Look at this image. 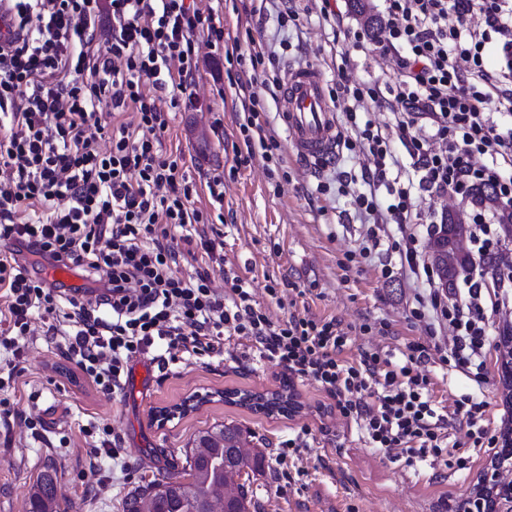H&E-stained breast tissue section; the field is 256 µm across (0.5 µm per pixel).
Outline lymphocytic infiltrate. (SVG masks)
<instances>
[{
    "mask_svg": "<svg viewBox=\"0 0 512 512\" xmlns=\"http://www.w3.org/2000/svg\"><path fill=\"white\" fill-rule=\"evenodd\" d=\"M383 2L377 51L396 56L398 84L387 93L360 83L341 91L355 106L369 101L393 114L419 189L460 190L477 218L472 242L487 254L500 211L512 210V0ZM107 14L112 34L101 42ZM223 45L218 13L192 0H0V241L10 245L0 255V345L20 358L42 321L80 375L114 395L136 356L162 371L221 354L225 338L239 336L289 379L315 382L374 447L442 458L452 419L466 424L474 447L496 446L483 403L464 398L440 412L419 372L423 346L409 345L401 364L376 351L348 361L349 333L336 318L292 312L273 321L248 281L230 277L221 294L194 269L199 254L221 258L223 243L207 235L209 214L194 198L204 190L210 204H223L224 176L197 186L163 139L168 112L193 103L201 48L223 50L242 69L259 68L267 54L261 44L246 54ZM263 110L254 98L243 104L246 150L235 166L257 149L274 159L278 141ZM483 187L494 188L495 207L476 203ZM394 196L384 207L364 194L354 200L372 223L371 247L381 225L411 219L409 189ZM398 249L402 268L428 289L432 322L454 332L443 363L483 382L486 317L512 298L469 277L443 294L419 238L404 236ZM57 265L74 267L84 285L69 291L40 277Z\"/></svg>",
    "mask_w": 512,
    "mask_h": 512,
    "instance_id": "obj_1",
    "label": "lymphocytic infiltrate"
}]
</instances>
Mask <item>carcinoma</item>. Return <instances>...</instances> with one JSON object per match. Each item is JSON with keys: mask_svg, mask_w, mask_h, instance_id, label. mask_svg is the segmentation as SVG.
Masks as SVG:
<instances>
[{"mask_svg": "<svg viewBox=\"0 0 512 512\" xmlns=\"http://www.w3.org/2000/svg\"><path fill=\"white\" fill-rule=\"evenodd\" d=\"M468 232L469 227L456 224L451 218L443 224L440 232L441 249L433 263L441 267L450 285L473 265L472 256L457 246V239ZM487 274L495 278L512 275V260L504 254L488 255L481 266V275ZM495 346L502 401L512 410V325L505 323L499 328ZM499 438L500 451L490 461L489 469L492 471L508 463V450L512 449V421L502 426ZM206 440L210 442L208 447L195 446L186 450V479L167 477L148 488L155 493L156 512H198L205 506L213 488L221 483L238 489V495L225 502V512H253L257 509L245 486L235 483V478L244 473L263 471L267 462L264 451L255 448L246 455L237 452L243 432L232 424H217L201 432L195 443ZM511 498V491L483 477L473 487L470 496L458 505L457 512H470L478 501L483 503L487 512H497L498 507ZM28 506L29 512H57L56 486L49 475L44 474L36 481Z\"/></svg>", "mask_w": 512, "mask_h": 512, "instance_id": "1", "label": "carcinoma"}]
</instances>
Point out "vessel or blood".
Segmentation results:
<instances>
[{
  "label": "vessel or blood",
  "mask_w": 512,
  "mask_h": 512,
  "mask_svg": "<svg viewBox=\"0 0 512 512\" xmlns=\"http://www.w3.org/2000/svg\"><path fill=\"white\" fill-rule=\"evenodd\" d=\"M281 110L291 142L305 161L325 158L336 149V121L321 73L309 66L290 69L283 83Z\"/></svg>",
  "instance_id": "obj_1"
}]
</instances>
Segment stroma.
<instances>
[{
	"label": "stroma",
	"instance_id": "stroma-1",
	"mask_svg": "<svg viewBox=\"0 0 512 512\" xmlns=\"http://www.w3.org/2000/svg\"><path fill=\"white\" fill-rule=\"evenodd\" d=\"M367 2L368 11L361 15L350 0H341L348 25L335 28L321 15L322 0H293L298 20L284 28L274 0H196L201 9L218 11L227 45L245 47L255 40L268 47L278 74L311 65L328 87L342 78L392 86L398 70L392 55L353 50L346 71L336 68V50L351 45L353 30L366 31L372 41L380 34L371 21L382 18L383 0ZM226 70L223 54L202 57L194 104L170 112L164 141L167 149L182 152L185 168L196 181L214 172L224 175V207L213 224L224 242V260L198 257L212 288L224 291V273L231 270L251 281L256 302L272 320L292 310L336 317L350 329L353 344L346 357L351 361L365 350L397 358L411 343L429 348L430 359L421 371L436 403L449 407L456 399L473 397L486 406L489 432L498 433L507 409L500 396L495 348L485 351L486 381L480 385L443 363L433 346L450 342L451 331L445 327L430 334L428 318L417 314L418 290L402 272L393 247L403 235L425 234L430 216L457 211V200H424L410 224L385 225L379 250L361 254L367 227L352 196L372 189L387 200L389 189L413 174L406 148L391 139L398 164L375 184L367 177L372 158L366 154L341 147L332 161H303L292 148L278 101L252 72L231 81ZM252 95L266 107L288 173L277 189L266 176L262 156H254L245 167L234 166V149L243 143L237 116L244 98ZM215 112L224 115L222 128L212 126ZM272 281L280 285L275 298L266 290ZM301 288L306 291L302 297L297 294ZM133 364L146 366L145 377L127 382L120 394L106 395L62 375L68 362L55 338L31 336L18 363L0 346V377H7L15 365L22 371L18 387L0 388V399L8 400L22 418L11 430L0 429V512H27L30 489L50 464L57 469L61 512H125L134 488L183 475L185 451L198 432L224 423L249 432L252 446L270 458L264 472L246 482L260 512H454L490 461L472 447L465 426L454 422L448 427V443L452 454L466 458V469L449 470L431 461L407 464L400 449L371 447L355 420L330 413V397L310 381L294 387L303 405L294 416H268L224 402L227 389L270 393L288 381L281 366L261 358L251 342L236 336L226 339L223 356L206 366L177 364L162 374L152 369L149 357H138ZM200 395L205 401L192 411L164 425L156 422L159 410ZM29 420L39 422L37 432L26 428ZM89 424L111 427L121 440L119 458H92L93 440L81 432ZM304 426L310 430L306 447L277 460L281 442ZM93 466L98 481L90 487L83 475Z\"/></svg>",
	"mask_w": 512,
	"mask_h": 512
}]
</instances>
